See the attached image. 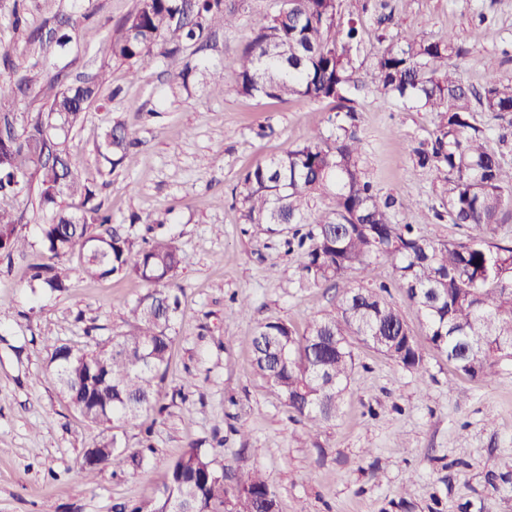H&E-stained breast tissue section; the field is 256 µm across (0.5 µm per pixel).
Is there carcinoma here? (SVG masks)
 Segmentation results:
<instances>
[{"label":"carcinoma","instance_id":"1","mask_svg":"<svg viewBox=\"0 0 512 512\" xmlns=\"http://www.w3.org/2000/svg\"><path fill=\"white\" fill-rule=\"evenodd\" d=\"M236 21L226 0H138L110 44L112 58L142 66L151 58H172L189 45L203 47L208 34ZM371 67L360 73L358 19L341 21L340 0H281L279 9L258 18L235 60V91L245 97L288 102L334 103L335 133L317 134L284 154L247 171L234 187L247 223L273 232L292 225L285 239L300 252L302 288L338 290L335 312L311 321L298 333L284 321L258 325L253 366L274 388L288 411L313 426L336 420L355 365L353 341L372 343L404 368L425 364L411 328L384 298V287H368L372 267L391 264L395 284L420 310L431 347L446 356L455 374L471 381L489 377L512 359V244L486 237L465 242L434 241L398 219L396 200L375 191L362 161L354 96L367 91L399 98L420 112L436 114L430 140L413 149L416 167L439 183L440 206L448 223L494 233L512 212V164L487 146L486 129L472 122L470 90L455 76L454 62L465 47L450 34L430 40L410 33L378 37ZM201 61L186 60L178 88ZM106 78L97 74L67 85L50 98L18 133L4 120L0 137V251L22 253L28 241L17 231L19 200L37 185L40 203L52 209L40 225L47 261L34 268L40 288H68L64 259L78 255L89 279L134 276L147 292L129 309V329L75 349L56 344L50 353L57 381L71 407L95 425L116 433L96 440L76 476L90 483L104 466L124 469L118 431L144 415L162 413L163 384L179 307L176 274L180 251L173 240L138 244L98 201L96 186L74 167L70 132L100 100ZM477 97L484 111L512 116V78L490 75ZM125 122L115 120L98 146L109 165L132 164ZM191 512H272L278 506L266 476L254 471L227 482L208 452L191 443L169 464L154 493L129 512H170L175 504Z\"/></svg>","mask_w":512,"mask_h":512}]
</instances>
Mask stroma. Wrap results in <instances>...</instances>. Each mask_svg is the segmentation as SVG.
<instances>
[{
    "label": "stroma",
    "mask_w": 512,
    "mask_h": 512,
    "mask_svg": "<svg viewBox=\"0 0 512 512\" xmlns=\"http://www.w3.org/2000/svg\"><path fill=\"white\" fill-rule=\"evenodd\" d=\"M138 0H0V81L31 80L35 91L0 100V114L23 128L44 111L37 90L59 77L72 82L107 71L116 99L86 114L69 135L80 174L134 238L173 239L182 258V290L167 370L162 416L152 450L141 429L120 434L138 465L102 469L93 483L75 478L100 435L68 404L49 363L53 344L88 348L128 329V306L146 287L132 277L87 280L46 293L30 285L44 260L38 225L48 212L22 199L18 227L30 246L0 257V512H116L153 493L169 462L188 444L208 450L230 480L264 472L280 512H512V360L472 382L455 376L433 349L422 317L394 272L371 273L385 298L410 326L426 354V371L409 372L383 353L356 344L355 368L336 421L314 428L295 417L252 367V336L268 321L305 331L334 311L332 288L300 287L297 254L282 245L288 225L255 234L232 198L239 177L257 164L330 133L327 101L273 103L235 91L234 61L255 19L279 0H243L235 25L217 31L189 91L176 88L181 61L155 58L137 70L109 51L120 20ZM343 13H361L370 68L377 35L416 32L430 39L455 34L467 50L457 62L461 83L481 90L488 74L512 77V0H342ZM78 17L66 52L46 42L61 22ZM224 72V94L208 92L209 67ZM364 165L381 195L397 201L399 220L419 225L436 241L465 240L467 229L438 221L433 176L414 168L411 150L429 139L435 117L390 97L358 99ZM125 120L134 162L99 174L97 147L113 119ZM165 224H156L157 214ZM248 298L240 316L236 303Z\"/></svg>",
    "instance_id": "stroma-1"
}]
</instances>
